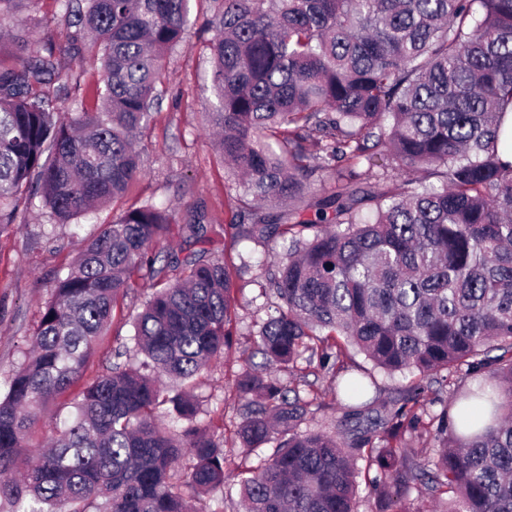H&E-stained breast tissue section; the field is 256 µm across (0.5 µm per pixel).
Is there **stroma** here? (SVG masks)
Segmentation results:
<instances>
[{"label":"stroma","mask_w":512,"mask_h":512,"mask_svg":"<svg viewBox=\"0 0 512 512\" xmlns=\"http://www.w3.org/2000/svg\"><path fill=\"white\" fill-rule=\"evenodd\" d=\"M203 38L189 31L188 46L170 62L165 80L166 93L153 115L150 136L143 154L145 174L132 187L134 199L179 206L192 197L204 196L219 233L214 248L223 255L231 270L240 271L236 316L233 323L236 352L227 359L213 361L202 373L201 386L195 388L204 410L211 417L223 418L225 430L239 420L230 387L239 369L237 353L250 346L254 324L265 316V299L257 281L258 264L275 252L272 243L240 242L225 234L231 213L225 193V174L213 159L210 139L204 124L205 102L201 89L210 82V68L202 48ZM111 210L104 209L80 218L78 226L50 225L40 207L26 212L25 223L0 234V389L18 366L21 339L32 336L40 320L43 303L49 298L56 274L76 257L79 238H93L100 224L111 221ZM155 290L147 276L136 279V286L116 308L112 322L101 337L94 355L81 377L90 382L113 362L116 347L130 344L134 334L132 317L140 311ZM373 374L382 389L383 399L396 397L397 389L407 384L403 375L388 376L373 370L364 355H354L348 372L337 379L322 378L317 386L331 394L335 385L348 377Z\"/></svg>","instance_id":"1"}]
</instances>
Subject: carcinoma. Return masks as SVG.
<instances>
[{
	"mask_svg": "<svg viewBox=\"0 0 512 512\" xmlns=\"http://www.w3.org/2000/svg\"><path fill=\"white\" fill-rule=\"evenodd\" d=\"M66 43L7 30L0 65V233L39 199L72 224L143 174L167 59L189 26L210 52L207 128L238 240L282 242L263 268L266 319L233 392L241 452L189 388L234 345L233 275L212 256L199 195L177 215L146 200L103 225L57 277L24 360L0 394V504L8 512H217L232 479L245 512H512V0H64ZM38 0H0V25ZM93 47L100 108L58 56ZM368 200L364 216L358 203ZM178 235L195 249L163 250ZM145 272L156 291L134 345L72 402L48 448L37 410L82 377L114 306ZM356 350L401 398L372 416L374 381H348L347 438L302 429L304 385ZM261 357L263 363L253 362ZM188 389L169 395L161 377ZM433 394L427 398V394ZM440 403L438 413L428 410ZM171 418L178 428L161 423ZM439 447L406 451L407 435Z\"/></svg>",
	"mask_w": 512,
	"mask_h": 512,
	"instance_id": "cac0c4a2",
	"label": "carcinoma"
}]
</instances>
